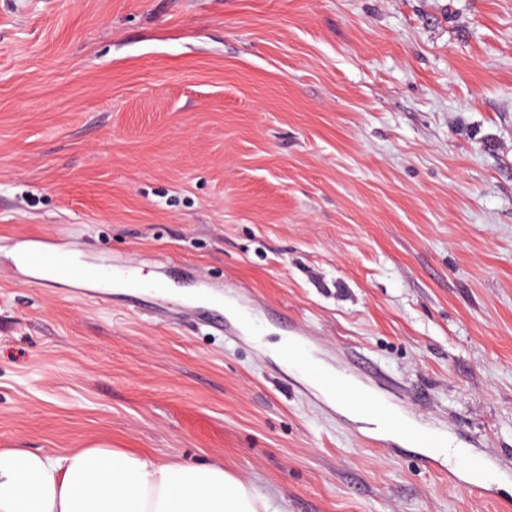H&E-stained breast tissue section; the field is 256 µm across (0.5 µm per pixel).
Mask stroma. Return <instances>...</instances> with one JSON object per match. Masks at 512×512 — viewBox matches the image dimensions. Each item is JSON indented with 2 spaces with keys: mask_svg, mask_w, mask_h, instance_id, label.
Wrapping results in <instances>:
<instances>
[{
  "mask_svg": "<svg viewBox=\"0 0 512 512\" xmlns=\"http://www.w3.org/2000/svg\"><path fill=\"white\" fill-rule=\"evenodd\" d=\"M24 236L379 366L500 500L179 299L31 283ZM100 443L273 512H512V0H0V448ZM460 469L462 472L466 473L469 478L466 487L471 493L485 498L491 497L494 494L496 488L494 477L482 474L493 470L483 458L471 454L470 460L460 465Z\"/></svg>",
  "mask_w": 512,
  "mask_h": 512,
  "instance_id": "obj_1",
  "label": "stroma"
}]
</instances>
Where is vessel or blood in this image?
Instances as JSON below:
<instances>
[{"mask_svg": "<svg viewBox=\"0 0 512 512\" xmlns=\"http://www.w3.org/2000/svg\"><path fill=\"white\" fill-rule=\"evenodd\" d=\"M18 260L31 272L33 280L50 276L57 287L83 300H102L103 294L97 286L108 281L128 283L138 288L145 297L162 295L168 290L166 282L141 279L135 265L116 264L109 270L87 266L63 252L43 245L27 246L19 254ZM281 351L294 370L319 380L323 389L340 407L368 425L376 435L377 444L384 445L396 438L410 447L422 449L421 462L427 467L435 466L443 454L448 452V445L441 443L439 436L407 419L389 401L372 392L366 383L356 382L340 373L323 372L316 364L301 329L289 330L282 339ZM488 469L485 460L474 455L462 467H449L448 481L458 483L460 474H467L468 490L488 498L495 492L494 478L489 475Z\"/></svg>", "mask_w": 512, "mask_h": 512, "instance_id": "obj_1", "label": "vessel or blood"}]
</instances>
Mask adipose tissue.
Wrapping results in <instances>:
<instances>
[{"mask_svg":"<svg viewBox=\"0 0 512 512\" xmlns=\"http://www.w3.org/2000/svg\"><path fill=\"white\" fill-rule=\"evenodd\" d=\"M223 466L163 462L95 445L58 454L0 448V512H267Z\"/></svg>","mask_w":512,"mask_h":512,"instance_id":"ef3b65f1","label":"adipose tissue"}]
</instances>
